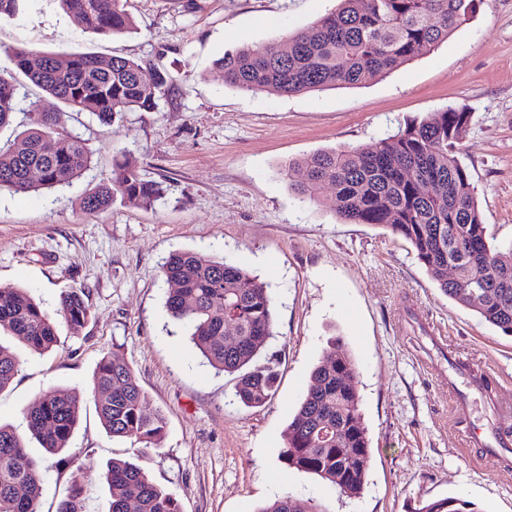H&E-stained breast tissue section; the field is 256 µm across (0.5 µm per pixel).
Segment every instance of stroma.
Returning a JSON list of instances; mask_svg holds the SVG:
<instances>
[{"instance_id": "stroma-1", "label": "stroma", "mask_w": 512, "mask_h": 512, "mask_svg": "<svg viewBox=\"0 0 512 512\" xmlns=\"http://www.w3.org/2000/svg\"><path fill=\"white\" fill-rule=\"evenodd\" d=\"M336 0H127L134 28L109 38L78 26L55 0H28L0 22V45L34 55L113 48L172 77L159 106L105 127L88 114L61 119L92 151L70 185L20 194L0 190V288L22 287L49 315L72 287L87 289L91 318L81 335L58 324L45 353L20 341L19 371L0 391V422L53 390L79 394L80 423L63 457L43 460V512L75 469L94 478L86 512H109L97 477L137 446L103 430L91 377L119 351L167 426L142 460L181 512H258L295 495L318 512H418L427 501H469L479 512H512V468L466 447L465 427L512 430V338L437 288L410 245L386 228L349 224L335 195L300 201L281 170L322 150L377 142L430 112L471 114L458 158L476 188L491 242L512 247V0H477L473 19L430 54L366 84L296 96L225 85L215 63L242 45L261 48L305 29ZM125 153L161 199L148 209L114 201L90 213L81 198L112 177ZM176 251L241 265L274 296L267 351L277 372L265 405L247 408L232 376L203 363L183 322L167 313L162 266ZM339 339L359 367L361 413L372 463L361 495L347 497L280 459L284 430L310 372ZM488 371L484 390L468 367ZM456 380L448 390L445 376Z\"/></svg>"}]
</instances>
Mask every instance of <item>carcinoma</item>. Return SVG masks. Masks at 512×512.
Segmentation results:
<instances>
[{"instance_id":"carcinoma-1","label":"carcinoma","mask_w":512,"mask_h":512,"mask_svg":"<svg viewBox=\"0 0 512 512\" xmlns=\"http://www.w3.org/2000/svg\"><path fill=\"white\" fill-rule=\"evenodd\" d=\"M84 29L117 35L132 30L126 0H57ZM333 11L307 29L257 50L243 46L224 54L216 66L224 83L250 92L295 95L354 86L383 77L448 40L470 20L476 0H337ZM12 68H0V129L17 113L22 74L67 112L88 113L110 126L127 112L157 108L169 76L154 71L119 48L108 57L94 53L42 55L28 66L22 46L3 50ZM28 128L0 145V188L17 193L70 184L91 164L92 152L60 123L58 112L26 113ZM470 113L464 107L431 112L392 136L372 144L324 150L288 163L282 174L302 200H316L324 186L334 190L336 212L350 224L389 229L413 249L430 280L459 306L512 336V248L506 252L487 238L470 175L456 156V144ZM162 187L145 179L125 155L113 158L112 179L81 199L83 209L100 212L121 199L148 208ZM170 285L166 308L185 320L191 342L218 372L236 376L235 397L246 407L266 402L275 374L255 364L273 335L274 299L265 283L243 267L194 251L171 254L162 266ZM87 292L65 291L58 316L72 335L90 320ZM16 336L34 351L57 345L54 321L24 288L0 289V338ZM19 361L0 341V391L12 382ZM97 416L112 438L159 447L166 420L138 383L123 355L114 350L92 376ZM77 396L51 392L24 410L27 432L49 455L68 446L79 420ZM357 366L342 346L331 348L311 371L306 393L286 428L281 459L356 497L364 489L372 452L360 410ZM102 482L111 496L110 512H179L175 499L154 483L145 468L122 458L107 463ZM89 477L73 472L55 512H85ZM42 462L25 438L0 424V512H40ZM260 512H318L309 502L286 496ZM421 512H478L457 498L437 499Z\"/></svg>"}]
</instances>
